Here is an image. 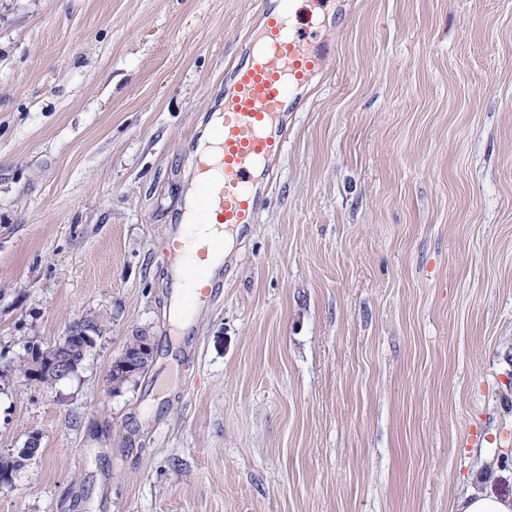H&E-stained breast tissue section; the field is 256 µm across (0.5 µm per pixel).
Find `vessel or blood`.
<instances>
[{"mask_svg":"<svg viewBox=\"0 0 512 512\" xmlns=\"http://www.w3.org/2000/svg\"><path fill=\"white\" fill-rule=\"evenodd\" d=\"M296 0H264L247 26L238 65L229 69L216 120L204 131L207 153L195 156L189 190L199 222L219 231L208 248L219 254L224 239L258 223L277 181L297 112L315 78L327 77L331 45L291 21ZM195 228L178 225L169 239L183 263L172 286L192 283L187 301H199L220 285L218 268L193 264L187 246Z\"/></svg>","mask_w":512,"mask_h":512,"instance_id":"1","label":"vessel or blood"}]
</instances>
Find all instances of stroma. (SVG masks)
Here are the masks:
<instances>
[{
  "mask_svg": "<svg viewBox=\"0 0 512 512\" xmlns=\"http://www.w3.org/2000/svg\"><path fill=\"white\" fill-rule=\"evenodd\" d=\"M259 0H0V512H452L512 495V0H354L186 335L167 243ZM150 337L121 388L113 360ZM94 329L91 325L78 320L69 325L66 333L54 345L42 348L38 345L34 354L39 356V361L44 362L51 370L57 372L62 378L68 376L73 362L71 340L79 336L83 340L82 354L94 343ZM475 486L454 504V512H512V497H501L493 489V478L476 475Z\"/></svg>",
  "mask_w": 512,
  "mask_h": 512,
  "instance_id": "35a3bbf8",
  "label": "stroma"
}]
</instances>
